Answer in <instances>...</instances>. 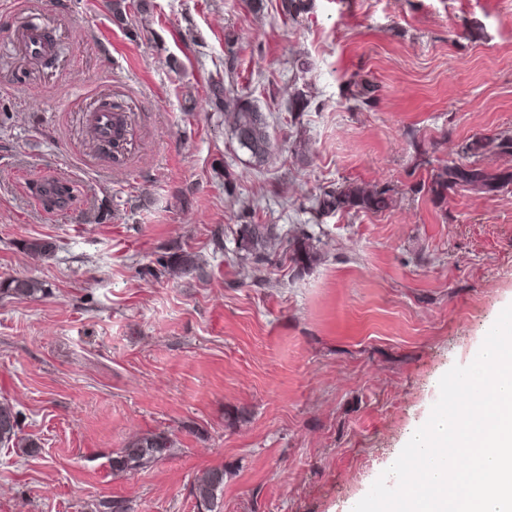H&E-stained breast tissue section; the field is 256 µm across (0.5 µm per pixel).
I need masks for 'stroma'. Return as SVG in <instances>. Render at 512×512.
Segmentation results:
<instances>
[{
    "label": "stroma",
    "instance_id": "stroma-1",
    "mask_svg": "<svg viewBox=\"0 0 512 512\" xmlns=\"http://www.w3.org/2000/svg\"><path fill=\"white\" fill-rule=\"evenodd\" d=\"M229 69L267 117L260 168L209 99ZM351 81L376 86L370 109L350 110ZM104 98L129 125L116 158L91 133ZM502 131L512 0H311L295 19L280 0H143L123 27L110 0H0V281L44 288L0 294V402L31 442L0 453V512H197L194 479L219 466L221 512H348L512 304V188L409 191ZM52 177L77 187L67 210L30 192ZM346 180L392 186V208L318 215ZM246 200L277 230L258 263L237 251ZM302 237L305 269L286 250ZM33 238L54 253L31 258ZM176 249L202 272L151 276ZM161 431L170 457L113 472ZM3 294L16 297H31L43 291L42 284L32 278L12 277L0 281ZM175 441L165 432H149L129 440L112 455V470L133 473L171 455Z\"/></svg>",
    "mask_w": 512,
    "mask_h": 512
}]
</instances>
